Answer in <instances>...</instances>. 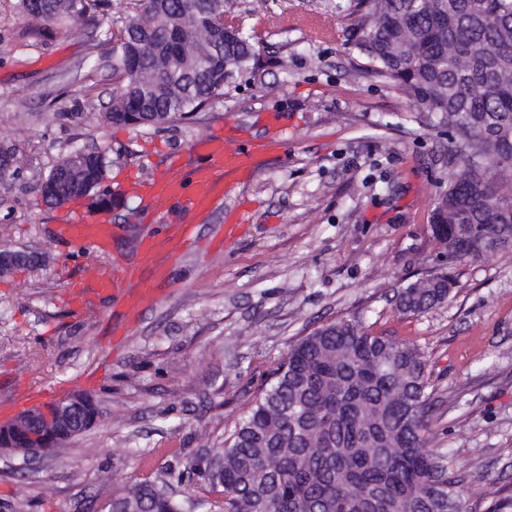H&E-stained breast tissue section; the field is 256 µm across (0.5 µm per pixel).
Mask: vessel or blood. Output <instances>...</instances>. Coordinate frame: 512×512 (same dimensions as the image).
I'll list each match as a JSON object with an SVG mask.
<instances>
[{"label": "vessel or blood", "mask_w": 512, "mask_h": 512, "mask_svg": "<svg viewBox=\"0 0 512 512\" xmlns=\"http://www.w3.org/2000/svg\"><path fill=\"white\" fill-rule=\"evenodd\" d=\"M282 145V123L275 119L260 135L241 137L228 131L204 137L174 156L153 178L126 181L123 193L139 198L157 219L142 242L143 268H152L153 275L147 279L143 268L115 263L93 284L72 281L66 296L69 307L80 313L93 297L112 293L121 294L130 317L151 305L158 296V285L174 273L171 265L157 264L159 249L176 253L186 248L195 229L194 218L215 211L232 188L251 179L264 157L281 150ZM111 226V214L90 213L77 201L70 204L57 231L76 248L88 249L97 244L94 228Z\"/></svg>", "instance_id": "1"}]
</instances>
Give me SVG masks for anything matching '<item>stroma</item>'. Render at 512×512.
<instances>
[{
    "label": "stroma",
    "mask_w": 512,
    "mask_h": 512,
    "mask_svg": "<svg viewBox=\"0 0 512 512\" xmlns=\"http://www.w3.org/2000/svg\"><path fill=\"white\" fill-rule=\"evenodd\" d=\"M339 0H224V20L252 35L256 76L169 128L132 129L103 114L114 77L105 31L139 13L112 0L66 31L34 39L33 20L0 0V142L17 173L0 183V248L37 250L48 265L0 277V402L20 379L45 387L99 372L102 415L50 458L0 459V503L30 512H106L150 472L182 469L223 442L290 345L314 328L359 318L416 345L434 403L431 444L470 474L463 512H488L512 487V254L457 265L450 301L398 312L393 296L435 264L430 212L451 177L448 134L395 86L351 78L357 51ZM284 120V151L200 217L171 283L125 318L102 296L74 318L62 295L115 262L136 263L152 224L138 198L113 201L106 249L78 252L56 232L37 188L76 148L105 152L104 183L155 175L168 155L220 126L261 131ZM246 226L224 235L228 214Z\"/></svg>",
    "instance_id": "35a3bbf8"
}]
</instances>
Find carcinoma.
I'll return each mask as SVG.
<instances>
[{"label":"carcinoma","instance_id":"obj_1","mask_svg":"<svg viewBox=\"0 0 512 512\" xmlns=\"http://www.w3.org/2000/svg\"><path fill=\"white\" fill-rule=\"evenodd\" d=\"M108 0H14L37 21L26 36L68 27ZM141 13L106 33L112 89L106 121L163 127L224 96L225 80L252 72V37L233 26L186 60L180 40L224 0H139ZM346 40L362 61L354 78L395 84L422 112L448 127V163L467 166L434 203L431 228L442 266L512 250V0H350ZM110 161L76 151L41 181L43 201L61 205L101 188ZM0 268V277L46 265ZM447 272L408 282L394 295L404 314L446 303ZM415 346L369 331L359 320L319 327L288 348L251 408L205 465L154 475L112 498V512H461L469 475L427 448L433 402ZM17 448H45L41 423Z\"/></svg>","mask_w":512,"mask_h":512}]
</instances>
